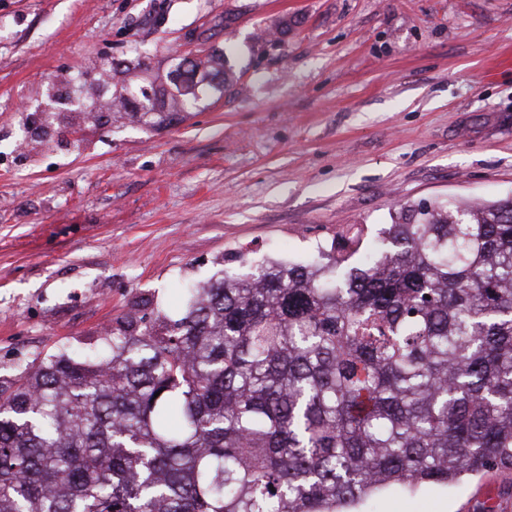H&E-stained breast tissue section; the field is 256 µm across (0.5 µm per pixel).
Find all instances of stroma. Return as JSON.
Segmentation results:
<instances>
[{"instance_id":"obj_1","label":"stroma","mask_w":512,"mask_h":512,"mask_svg":"<svg viewBox=\"0 0 512 512\" xmlns=\"http://www.w3.org/2000/svg\"><path fill=\"white\" fill-rule=\"evenodd\" d=\"M237 76L147 128L61 113L47 82L190 45ZM512 195V0H0V376L174 313L241 261L364 247L395 205ZM512 512V468L375 512Z\"/></svg>"}]
</instances>
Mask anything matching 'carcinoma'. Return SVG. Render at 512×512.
<instances>
[{
    "label": "carcinoma",
    "mask_w": 512,
    "mask_h": 512,
    "mask_svg": "<svg viewBox=\"0 0 512 512\" xmlns=\"http://www.w3.org/2000/svg\"><path fill=\"white\" fill-rule=\"evenodd\" d=\"M146 126L229 90L172 57ZM304 263L224 271L186 309L0 378V512H354L391 487L512 467V196L400 204Z\"/></svg>",
    "instance_id": "cac0c4a2"
}]
</instances>
